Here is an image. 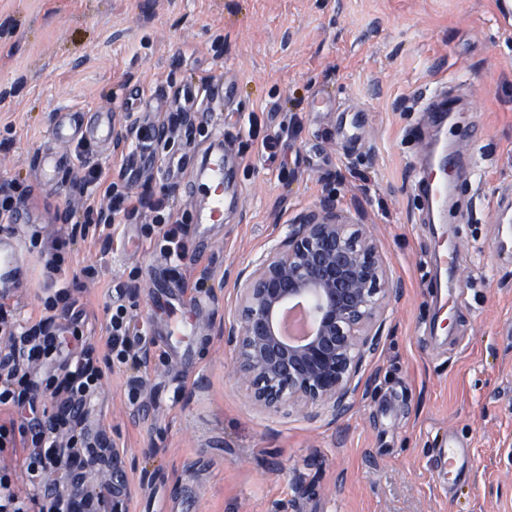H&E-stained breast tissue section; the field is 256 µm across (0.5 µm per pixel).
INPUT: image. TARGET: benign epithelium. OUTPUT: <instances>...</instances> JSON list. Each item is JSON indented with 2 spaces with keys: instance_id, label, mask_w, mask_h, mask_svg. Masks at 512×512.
<instances>
[{
  "instance_id": "obj_1",
  "label": "benign epithelium",
  "mask_w": 512,
  "mask_h": 512,
  "mask_svg": "<svg viewBox=\"0 0 512 512\" xmlns=\"http://www.w3.org/2000/svg\"><path fill=\"white\" fill-rule=\"evenodd\" d=\"M347 228L329 194L303 223L290 225L281 246L236 272L242 315L224 323L220 335L232 348L234 376L261 407L279 408L286 394L300 410L326 406L336 417L349 409L354 378L377 345V322L403 289L388 274L369 225L351 234ZM308 296L316 300L313 329L294 340L281 331V313ZM99 490L112 493V512H128L133 489L116 445Z\"/></svg>"
}]
</instances>
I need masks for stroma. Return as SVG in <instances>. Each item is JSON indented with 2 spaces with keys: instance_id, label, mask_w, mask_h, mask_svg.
<instances>
[{
  "instance_id": "35a3bbf8",
  "label": "stroma",
  "mask_w": 512,
  "mask_h": 512,
  "mask_svg": "<svg viewBox=\"0 0 512 512\" xmlns=\"http://www.w3.org/2000/svg\"><path fill=\"white\" fill-rule=\"evenodd\" d=\"M205 74L235 84L238 111L195 112L183 126L159 113L155 165L130 190L170 195L192 216L195 198L165 166L230 131L236 209L205 239L189 237L197 261L181 278L143 236L145 211L111 243H83L71 257L90 342L103 346L106 308L121 303L138 330L134 346L151 356L141 375L114 367L89 407L123 452L128 512H512V259L494 245L500 196L512 189V20L502 0H0V177L29 190L57 113L107 112L121 131L141 123L127 87L171 93ZM461 75L481 176L461 185L463 212L448 219L461 283L440 312L432 227L411 190L422 148L412 130L425 120L418 95ZM320 91L361 109L356 143L338 138L341 113L309 111ZM267 135L278 140L273 161L260 151ZM329 194L369 225L403 294L344 415L267 410L231 373L219 336L242 312L233 273L284 243ZM41 200L45 219L20 226L21 241L54 236L57 212L83 196L67 171ZM91 265L100 277H80ZM157 282L208 302L189 353L164 343ZM451 435L471 450L469 473L452 487L434 469Z\"/></svg>"
}]
</instances>
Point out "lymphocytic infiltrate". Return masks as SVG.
I'll return each instance as SVG.
<instances>
[{
  "instance_id": "lymphocytic-infiltrate-1",
  "label": "lymphocytic infiltrate",
  "mask_w": 512,
  "mask_h": 512,
  "mask_svg": "<svg viewBox=\"0 0 512 512\" xmlns=\"http://www.w3.org/2000/svg\"><path fill=\"white\" fill-rule=\"evenodd\" d=\"M72 182L86 196L83 212L63 210L60 233L39 254L47 283L40 316L23 325L15 309L0 301V458L23 451L27 480L17 485L8 466L0 467V501L10 512H72L80 501L83 512H112V497L83 484L68 492L32 495L46 468L66 463L77 465L80 450L112 453L101 436L85 426L86 406L101 386L106 367L118 363L137 366L139 351L129 342L131 321L124 305L107 310L105 354L96 358V347L82 329V312L73 282L69 279L67 248L87 236L91 223L103 228L126 223L140 208L153 213L145 236L154 250L181 269L189 257L187 226L175 217L168 198L147 201L132 195L127 185L109 179L96 166L75 172ZM108 200L107 209H96V197Z\"/></svg>"
}]
</instances>
